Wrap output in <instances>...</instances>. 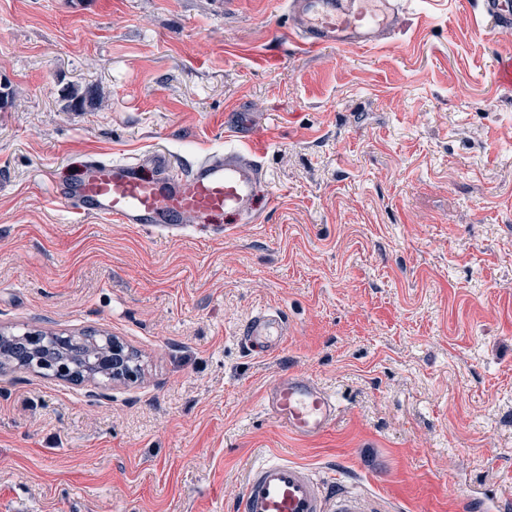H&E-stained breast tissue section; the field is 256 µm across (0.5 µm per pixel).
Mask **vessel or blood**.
I'll return each mask as SVG.
<instances>
[{
  "label": "vessel or blood",
  "mask_w": 512,
  "mask_h": 512,
  "mask_svg": "<svg viewBox=\"0 0 512 512\" xmlns=\"http://www.w3.org/2000/svg\"><path fill=\"white\" fill-rule=\"evenodd\" d=\"M293 36L310 49L371 47L398 28L399 0H288ZM484 28L512 37V0H481ZM258 150L228 149L188 169L173 171L165 155L151 163L87 157L56 197L73 212L143 228L176 229L232 218L256 222L264 190ZM283 314L264 311L242 326L240 341L269 354L284 342ZM274 422L289 433L313 439L336 419V399L313 377L276 378L265 396ZM234 512H371L367 498L342 485L315 478L306 467L272 460L251 468Z\"/></svg>",
  "instance_id": "vessel-or-blood-1"
}]
</instances>
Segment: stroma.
Instances as JSON below:
<instances>
[{"label": "stroma", "instance_id": "obj_1", "mask_svg": "<svg viewBox=\"0 0 512 512\" xmlns=\"http://www.w3.org/2000/svg\"><path fill=\"white\" fill-rule=\"evenodd\" d=\"M401 2L392 41L308 54L283 0H0V327L104 330L142 364L100 398L0 372V512H229L271 456L377 512L512 497V39L477 0ZM244 131L258 223L171 236L52 197L77 156L182 169ZM264 309L271 356L238 336ZM297 371L337 402L314 440L265 410ZM240 341L250 351L273 353L288 336V326L283 314L264 311L252 315L239 332Z\"/></svg>", "mask_w": 512, "mask_h": 512}]
</instances>
